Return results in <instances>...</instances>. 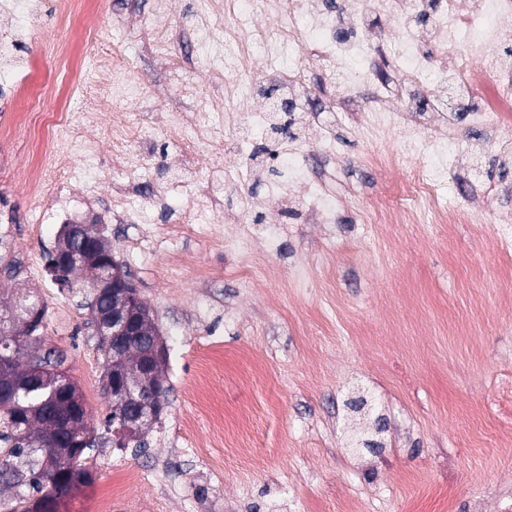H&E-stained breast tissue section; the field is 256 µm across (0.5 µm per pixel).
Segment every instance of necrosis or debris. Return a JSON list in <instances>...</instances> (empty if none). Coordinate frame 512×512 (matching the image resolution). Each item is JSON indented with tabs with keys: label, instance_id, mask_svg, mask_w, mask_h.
I'll return each mask as SVG.
<instances>
[{
	"label": "necrosis or debris",
	"instance_id": "1",
	"mask_svg": "<svg viewBox=\"0 0 512 512\" xmlns=\"http://www.w3.org/2000/svg\"><path fill=\"white\" fill-rule=\"evenodd\" d=\"M428 26H420L421 14ZM512 22V0H215L194 26L203 81L224 79L228 101L237 112H223L213 97L201 98L193 112L167 111L160 125L173 129L197 155H226L224 185L244 195V205L224 213L228 224H247L261 218L262 239L247 233L211 234L214 250H231L244 267L265 265L270 252L292 224H353L357 218L344 195L335 193L311 168L313 157L333 161L340 142L331 132L316 138L297 136L271 146L285 178L266 183L264 194L251 195L257 181L258 148L268 139L278 115L255 89L257 77L281 87L293 105L297 125L322 111L311 90L310 75L355 100L359 113L349 126L372 143L369 165L387 167L408 161L406 191L414 204L369 199L366 210L375 224L455 223L467 208L456 173L478 145L495 150L504 163L512 162V38L503 31ZM123 59L113 58L95 73L96 95L115 102H136L141 86L125 76ZM408 89L434 97L440 118L419 121L401 96ZM466 109L478 140L449 134L443 118L450 106ZM54 137L50 162L35 159L30 181L32 211L41 220L40 233L50 232L51 214L41 193L43 183L68 189L81 179L71 169L73 150H80L97 180L113 189V216L130 224H148L157 196H181L195 185L183 174L164 186L153 180L152 167L140 151L150 128L134 123L126 113L112 115L108 141H101L95 125L74 122L71 113L47 118ZM109 154L108 168H100L101 154ZM135 184L136 193L126 191Z\"/></svg>",
	"mask_w": 512,
	"mask_h": 512
}]
</instances>
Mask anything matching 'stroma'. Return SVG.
<instances>
[{
	"label": "stroma",
	"instance_id": "35a3bbf8",
	"mask_svg": "<svg viewBox=\"0 0 512 512\" xmlns=\"http://www.w3.org/2000/svg\"><path fill=\"white\" fill-rule=\"evenodd\" d=\"M153 0H88L80 41L58 0H38L30 28L0 19V56L31 59L28 97L0 112V128L19 112H77L89 88L65 61L78 52L85 70L127 61L128 76L149 95L188 108L189 91L223 98V83L200 79L192 17L198 0H180L168 20L182 86L164 81L151 45ZM336 189L355 205L383 195L401 200L406 170L365 166L370 148L341 132ZM0 203L14 218L17 252L48 263L57 236L40 235L26 202L28 149L1 139ZM471 182L469 210L457 224H296L272 258L271 276L242 282L233 253L210 249L204 232L133 251L136 225L113 223L107 188L74 211L97 222L112 254L147 305L166 350L162 419L144 453L118 448L105 424L110 400L105 358L87 297L27 269L0 277V299L30 290L47 306L44 346L61 351L94 429L87 460L93 480L72 489L58 512H512V255L496 248L488 197ZM184 267L169 265L167 249ZM313 263L311 288H288L289 262ZM209 283L194 282L195 267ZM211 370L203 402L186 391L200 360ZM362 385L386 420L384 446L354 454L347 432L348 386ZM226 445L195 452L213 423Z\"/></svg>",
	"mask_w": 512,
	"mask_h": 512
}]
</instances>
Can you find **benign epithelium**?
Returning a JSON list of instances; mask_svg holds the SVG:
<instances>
[{
  "mask_svg": "<svg viewBox=\"0 0 512 512\" xmlns=\"http://www.w3.org/2000/svg\"><path fill=\"white\" fill-rule=\"evenodd\" d=\"M85 241L80 252H75V240ZM109 255L108 240L99 232L90 231L87 224H71L59 240L56 250L57 274L64 285L71 284L75 267L94 270L105 263ZM86 287L95 297L107 298L111 306L106 311L95 312L94 319L102 346L112 351L113 362H123L126 351L118 343L127 336L149 335L151 317L143 307L135 287L115 268L105 274L92 275ZM165 362V349L159 338H154L141 357L139 375L131 377L125 370L113 368L104 374V390L112 398V404L121 410L129 422L142 431L151 429L154 421L162 414L164 404L160 393L161 383H146L142 377L155 375ZM48 382H55L66 390L74 416L88 423L86 406L76 386L65 371L59 369L56 375L45 376Z\"/></svg>",
  "mask_w": 512,
  "mask_h": 512,
  "instance_id": "1",
  "label": "benign epithelium"
}]
</instances>
